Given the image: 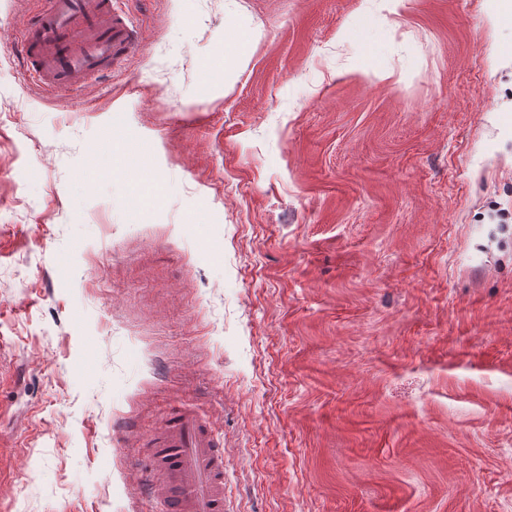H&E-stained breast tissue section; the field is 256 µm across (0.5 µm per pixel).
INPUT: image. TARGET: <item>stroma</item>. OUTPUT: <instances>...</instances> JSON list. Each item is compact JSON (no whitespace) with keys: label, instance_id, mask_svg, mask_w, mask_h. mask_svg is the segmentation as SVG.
Wrapping results in <instances>:
<instances>
[{"label":"stroma","instance_id":"1","mask_svg":"<svg viewBox=\"0 0 512 512\" xmlns=\"http://www.w3.org/2000/svg\"><path fill=\"white\" fill-rule=\"evenodd\" d=\"M42 4L0 0V512H164L175 406L224 512H512L501 0H118L137 53L53 94ZM107 152L108 155L119 153L126 162L139 166L155 153V147L149 140L126 139L116 143L110 138ZM149 445L153 492L170 512H224V449L205 418L175 407Z\"/></svg>","mask_w":512,"mask_h":512}]
</instances>
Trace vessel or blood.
I'll use <instances>...</instances> for the list:
<instances>
[{
  "label": "vessel or blood",
  "instance_id": "b4317fda",
  "mask_svg": "<svg viewBox=\"0 0 512 512\" xmlns=\"http://www.w3.org/2000/svg\"><path fill=\"white\" fill-rule=\"evenodd\" d=\"M136 47L114 0H44L21 52L26 77L58 93L111 73ZM149 445L153 492L169 512H224V451L205 418L175 407Z\"/></svg>",
  "mask_w": 512,
  "mask_h": 512
}]
</instances>
